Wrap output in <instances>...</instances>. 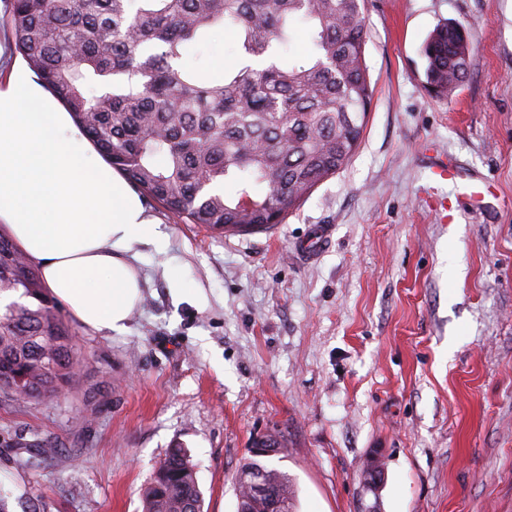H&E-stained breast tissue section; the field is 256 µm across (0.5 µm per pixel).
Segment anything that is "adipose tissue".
I'll list each match as a JSON object with an SVG mask.
<instances>
[{"mask_svg":"<svg viewBox=\"0 0 512 512\" xmlns=\"http://www.w3.org/2000/svg\"><path fill=\"white\" fill-rule=\"evenodd\" d=\"M0 233L83 326L124 332L142 296L141 247L167 235L99 160L21 60L0 85Z\"/></svg>","mask_w":512,"mask_h":512,"instance_id":"ef3b65f1","label":"adipose tissue"}]
</instances>
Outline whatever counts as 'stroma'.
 I'll return each mask as SVG.
<instances>
[{"mask_svg":"<svg viewBox=\"0 0 512 512\" xmlns=\"http://www.w3.org/2000/svg\"><path fill=\"white\" fill-rule=\"evenodd\" d=\"M374 96L350 162L270 234L221 235L153 200L164 251L122 334L74 324L79 381L52 400L0 399L11 512H141L167 451L198 464L203 512H236L255 438L298 512H512V0H367ZM476 47L448 97L421 48L441 23ZM494 183L476 210L426 176L424 148ZM331 234L319 250L321 226ZM54 441L36 467L21 447ZM264 438L261 448H251L250 457L246 458L240 466L238 472L251 474L253 471L264 470L268 473L269 477L278 485L282 499L287 504V512H295L296 502V486L294 479L285 471L270 467L264 460V457L259 455H272L275 449L283 448V435L281 432L273 431L262 436ZM272 441L276 447H267V443ZM256 454V455H255ZM365 479L362 480L363 497L373 492L376 488H380L385 478L383 464L378 458H373L367 464L364 470ZM376 490V492L378 491Z\"/></svg>","mask_w":512,"mask_h":512,"instance_id":"1","label":"stroma"}]
</instances>
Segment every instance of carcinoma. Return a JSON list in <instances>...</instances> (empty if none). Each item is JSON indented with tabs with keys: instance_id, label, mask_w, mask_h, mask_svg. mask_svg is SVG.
I'll list each match as a JSON object with an SVG mask.
<instances>
[{
	"instance_id": "cac0c4a2",
	"label": "carcinoma",
	"mask_w": 512,
	"mask_h": 512,
	"mask_svg": "<svg viewBox=\"0 0 512 512\" xmlns=\"http://www.w3.org/2000/svg\"><path fill=\"white\" fill-rule=\"evenodd\" d=\"M12 42L98 151L141 194L190 224H280L356 152L373 98L364 0H11ZM307 23L308 61L286 47ZM226 25L239 62L184 64ZM426 86L446 97L472 67L469 33L445 22L424 42ZM0 384L13 402L55 397L81 364L73 328L37 270L0 234ZM287 512L296 486L252 454ZM143 512H202L196 466L172 448L142 495Z\"/></svg>"
}]
</instances>
